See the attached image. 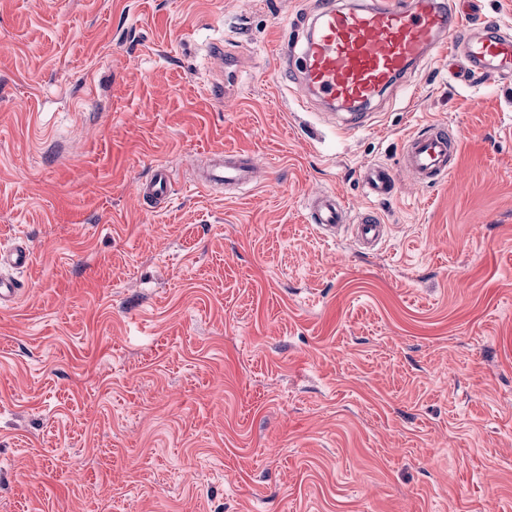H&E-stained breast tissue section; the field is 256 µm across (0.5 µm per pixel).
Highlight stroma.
<instances>
[{
  "instance_id": "obj_1",
  "label": "stroma",
  "mask_w": 512,
  "mask_h": 512,
  "mask_svg": "<svg viewBox=\"0 0 512 512\" xmlns=\"http://www.w3.org/2000/svg\"><path fill=\"white\" fill-rule=\"evenodd\" d=\"M312 7L0 0V512H512V81L430 58L342 129L281 63ZM422 121L461 144L429 187ZM226 150L256 182L196 185ZM332 189L381 249L317 235ZM459 146L446 122L421 123L402 142L400 167L417 185H434L454 172ZM362 188L368 197L383 199L393 194L395 180L393 170L384 164H369L360 172ZM138 194L154 203L170 200L172 194V174L166 164L155 165L149 177L139 185ZM31 261L30 249L27 246L16 243L6 250L0 251V303L16 298L20 290V282L2 273L4 266L13 270L27 268Z\"/></svg>"
}]
</instances>
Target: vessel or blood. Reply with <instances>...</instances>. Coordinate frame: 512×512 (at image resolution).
I'll use <instances>...</instances> for the list:
<instances>
[{"mask_svg": "<svg viewBox=\"0 0 512 512\" xmlns=\"http://www.w3.org/2000/svg\"><path fill=\"white\" fill-rule=\"evenodd\" d=\"M283 55L298 63L299 82L311 94L353 117L410 68L433 56H447L449 72L465 84L512 77V38L498 23L480 18L473 0L458 9L446 0H356L349 6L317 0L306 34L289 39ZM459 146L457 132L447 123L419 124L402 142L400 166L417 185L442 182L456 167ZM254 169L251 157L228 151L203 180L243 186L252 182ZM360 180L372 198L389 197L395 189L393 171L384 164L363 167ZM138 194L156 203L170 199L169 167L155 165ZM306 209L310 223L326 239H335L337 230L346 228L357 246L373 250L388 236L387 225L374 211L349 215L332 191L309 197ZM30 261L24 245L0 251L1 304L18 296L20 283L13 273Z\"/></svg>", "mask_w": 512, "mask_h": 512, "instance_id": "b4317fda", "label": "vessel or blood"}]
</instances>
